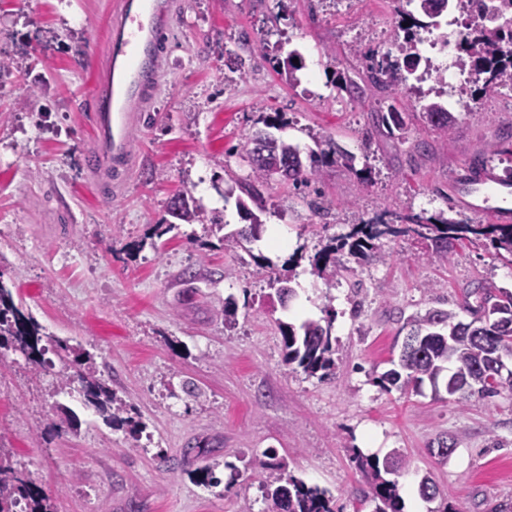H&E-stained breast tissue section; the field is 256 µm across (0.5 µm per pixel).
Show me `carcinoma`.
I'll list each match as a JSON object with an SVG mask.
<instances>
[{"mask_svg":"<svg viewBox=\"0 0 512 512\" xmlns=\"http://www.w3.org/2000/svg\"><path fill=\"white\" fill-rule=\"evenodd\" d=\"M448 12V0H417L415 11L404 14L407 27H400L403 42L399 44L401 57L392 58L389 53L371 54L366 57L367 81L371 87L393 93L399 89L418 91L412 81H421L419 74L422 57L415 40L420 29H438L441 17ZM465 32L457 45L455 59L457 68L467 74L457 94L467 96L475 107L469 112L476 115L482 110L483 100L512 89V26L506 24L494 28L464 25ZM416 119L440 138L446 140L456 128L458 119L448 111V102L430 100L419 104V111L412 113ZM379 123L386 133H405L407 123L403 113L389 106L379 115ZM255 137L263 140V149L268 157L288 161V167L280 177L295 184H309L321 175V167L338 156L347 169L355 170V157L337 153L335 144L328 140L326 148L309 155V164H304L296 146L288 141L259 131ZM251 169L249 179L238 183L239 195L236 204L239 210L251 216V230L227 233L222 237L225 249H233L244 241L257 240L265 231L262 221L248 208L253 203L265 209L260 186L269 183L272 175L268 167L253 156V150L244 156ZM169 213L183 224L203 221L204 208L184 191L170 204ZM395 224H352L349 230L330 239L318 253L312 273L328 284L348 271L345 254L362 260L370 259L381 240L405 235L410 232L432 242L435 253L448 258L454 245L473 240L487 241L496 251L512 257V224H470L465 220H448L443 216L421 220L417 215H395ZM476 305H471L470 298ZM463 307L474 315L472 321L462 323L451 311L433 309L423 315L407 319L405 326L423 336L415 350L399 359L397 368L386 371L380 378L382 387L403 390L412 387L421 391L425 383H434L448 377V364L469 376L467 388L459 395L486 399L500 394L501 390H512V373H499L498 355L512 354V317L502 321L501 309L512 312V292L501 291L486 282H479L464 295ZM283 338V360L294 365L309 376L324 378L334 365L336 337L332 335V317L307 319L300 325L279 323ZM55 343L59 353H76V348L67 340H61L44 332V328L16 303L13 293L0 281V349H12L27 356L32 362L41 363L44 349L42 340ZM81 386L84 401L97 412L107 414L124 409L121 400L105 382L96 376L91 361L76 373V378H66L55 386L54 393L65 391L72 382ZM359 469L372 477L371 490L375 503L374 512H402L404 504L397 492L396 481L388 479L407 466L404 455L396 452L382 460L376 457L357 456ZM264 512H335L331 495L324 489L309 486L292 476L280 475L262 483ZM0 512H54L49 498L33 484L10 460L0 457Z\"/></svg>","mask_w":512,"mask_h":512,"instance_id":"carcinoma-1","label":"carcinoma"}]
</instances>
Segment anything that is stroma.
<instances>
[{"mask_svg":"<svg viewBox=\"0 0 512 512\" xmlns=\"http://www.w3.org/2000/svg\"><path fill=\"white\" fill-rule=\"evenodd\" d=\"M113 2L0 0V58L28 61L0 84V281L46 333L93 356L125 409L104 419L75 386L52 400L78 362L49 351L36 365L6 350L0 448L55 512H263L272 464L327 490L338 512H373L370 481L351 460L369 432L381 439L373 456L400 449L408 458L396 477L405 512L512 504V391L463 404L427 386L389 392L378 382L406 318L434 307L470 321L465 289L482 278L512 292V260L464 244L443 261L430 241L401 235L371 260L346 257L349 273L335 286L312 273L328 239L396 212L492 223L460 206L456 178L499 144L512 91L490 98L480 117L458 108L447 143L417 123L403 143L373 117L391 105L414 111V94L389 100L370 88L358 98L337 80L363 77L366 51L398 54L407 0H175L158 94L131 124L128 171L108 194L84 165L93 139L83 100L106 63ZM294 49L302 68L292 85L277 64ZM263 112L281 113L278 136L301 151L333 139L367 179L335 164L308 186L269 182L262 220L280 228L284 252L260 240L227 251L223 231L205 224L155 236L183 189L219 212L225 231L247 226L222 193L248 177L242 156ZM416 140L431 153L412 154ZM317 196L320 212L307 204ZM151 235L155 247L140 248ZM272 273L290 279L297 299L271 297ZM327 312L336 367L321 380L284 364L278 325ZM188 381L199 396L184 392ZM445 434L455 449L442 462L430 448ZM208 465L219 486L202 485ZM425 474L440 490L432 501L417 493Z\"/></svg>","mask_w":512,"mask_h":512,"instance_id":"1","label":"stroma"}]
</instances>
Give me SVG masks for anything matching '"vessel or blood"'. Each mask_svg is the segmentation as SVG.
I'll list each match as a JSON object with an SVG mask.
<instances>
[{
    "label": "vessel or blood",
    "mask_w": 512,
    "mask_h": 512,
    "mask_svg": "<svg viewBox=\"0 0 512 512\" xmlns=\"http://www.w3.org/2000/svg\"><path fill=\"white\" fill-rule=\"evenodd\" d=\"M171 9L172 0H119L111 15L106 68L96 76L87 98L95 131L88 164L102 175L104 187H111L127 166L133 112L155 97L165 56L160 32Z\"/></svg>",
    "instance_id": "vessel-or-blood-1"
}]
</instances>
